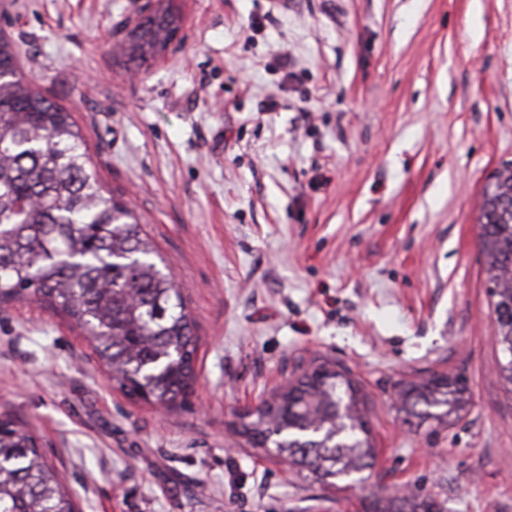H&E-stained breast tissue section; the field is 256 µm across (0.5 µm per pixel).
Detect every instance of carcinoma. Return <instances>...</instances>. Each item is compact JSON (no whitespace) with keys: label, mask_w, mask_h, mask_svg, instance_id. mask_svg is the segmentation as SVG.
<instances>
[{"label":"carcinoma","mask_w":512,"mask_h":512,"mask_svg":"<svg viewBox=\"0 0 512 512\" xmlns=\"http://www.w3.org/2000/svg\"><path fill=\"white\" fill-rule=\"evenodd\" d=\"M181 22L170 0L119 41L141 65L167 50ZM495 316L497 369L512 388V166L494 176L479 216ZM37 298L78 325L129 398L170 407L195 381L192 321L164 258L122 199L103 192L66 107L35 89L0 39V305ZM467 381L432 372L400 383L403 422L446 425L468 404ZM238 430L247 444L331 488L375 466L363 383L317 357L274 390ZM366 512H444L426 494L369 496ZM0 512H75L35 438L0 413Z\"/></svg>","instance_id":"obj_1"}]
</instances>
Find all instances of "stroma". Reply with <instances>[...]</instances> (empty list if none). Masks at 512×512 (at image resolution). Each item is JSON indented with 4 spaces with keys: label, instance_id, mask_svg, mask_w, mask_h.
Masks as SVG:
<instances>
[{
    "label": "stroma",
    "instance_id": "obj_1",
    "mask_svg": "<svg viewBox=\"0 0 512 512\" xmlns=\"http://www.w3.org/2000/svg\"><path fill=\"white\" fill-rule=\"evenodd\" d=\"M157 0H0L20 68L69 108L106 191L168 261L197 380L126 397L81 329L0 307V411L79 512H360L385 486L512 512L479 207L512 164V0H174L144 66L117 54ZM324 356L371 393L378 448L336 490L246 445L245 410ZM462 374L470 404L413 429L396 385Z\"/></svg>",
    "mask_w": 512,
    "mask_h": 512
}]
</instances>
